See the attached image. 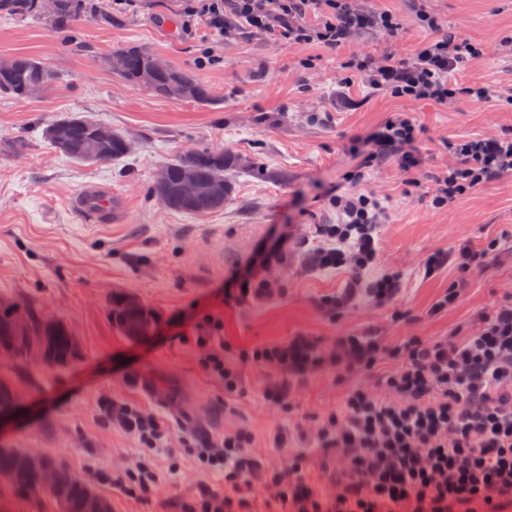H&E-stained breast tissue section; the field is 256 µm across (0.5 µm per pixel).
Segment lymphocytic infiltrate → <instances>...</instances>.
Segmentation results:
<instances>
[{"instance_id": "lymphocytic-infiltrate-1", "label": "lymphocytic infiltrate", "mask_w": 512, "mask_h": 512, "mask_svg": "<svg viewBox=\"0 0 512 512\" xmlns=\"http://www.w3.org/2000/svg\"><path fill=\"white\" fill-rule=\"evenodd\" d=\"M182 12L203 22L216 37L248 26L285 45L313 44L341 48L365 30L394 31L398 23L387 11L363 9L353 0H186ZM317 24H308V16ZM432 31L411 55L380 58L352 56L344 69L359 76L371 94L448 106L458 96L477 103L501 99L497 86L459 85L455 73L483 50L440 19L420 14ZM422 128L409 112L391 115L365 141L366 154L346 176L349 191L331 195L339 216L315 229L304 264L314 271L341 270L348 279L339 292L324 297L320 310L329 317L368 302H396L403 281L397 272H375L379 232L389 220L386 201L361 192L372 168L392 160L407 185L431 182L433 207L441 208L483 185L512 176V136L490 134L447 140L450 161L427 174L420 139ZM492 239L481 247L462 245L437 250L425 262L426 272L450 266L459 280L433 304L438 314L455 305L460 279L486 269L499 249ZM197 347L209 373L223 377L224 390L236 392L239 366L252 361L279 372L266 398L292 405V379L306 378L330 367L340 377L355 378L334 411L314 426L295 423L270 433V447L288 456L283 469L268 468L253 453L254 437L246 430L221 436L204 429L183 428L182 442L199 465L224 475L223 492L201 487L194 499L181 502V512H512V293L481 312L473 330L455 328L430 340L403 337L385 344L374 330L337 337L324 348L306 336L288 343L233 351L225 344L223 325L198 323ZM393 368L376 369L384 362ZM376 383H369V375ZM101 422L134 436L142 449L135 470L113 475L131 497L142 500L158 480L156 456L168 453L174 431L166 416L128 402L105 398L98 403ZM306 443L292 449L293 440ZM320 460H313V453ZM262 485V503L254 501Z\"/></svg>"}]
</instances>
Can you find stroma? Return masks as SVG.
Returning a JSON list of instances; mask_svg holds the SVG:
<instances>
[{
	"label": "stroma",
	"mask_w": 512,
	"mask_h": 512,
	"mask_svg": "<svg viewBox=\"0 0 512 512\" xmlns=\"http://www.w3.org/2000/svg\"><path fill=\"white\" fill-rule=\"evenodd\" d=\"M391 11L396 33L369 32L340 49L278 45L245 29L215 39L205 24L185 31L181 0H139L113 13L111 23L57 25L0 16V60L38 59L57 73L34 95L0 94V297L33 303L64 322L79 355L67 368L25 371L0 364L20 394V413L0 426V446L43 454L87 479L111 512H177L202 484L224 487V478L201 470L172 437L173 456L159 457L162 474L148 500L127 496L102 474L127 470L140 457L135 438L101 423L98 401L107 395L160 413L176 411L220 435L249 429L254 450L268 466H284L266 438L277 428L335 410L349 380L327 368L294 387L292 409L267 401L272 380L255 363L241 368L242 388L224 391L222 377L205 372L193 350L195 319L212 315L235 348L287 343L304 335L332 345L335 338L376 329L393 345L414 332L436 340L456 327L476 325L479 312L512 291V178L485 184L441 209L423 189L405 184L393 163L370 175L364 190L387 198L390 218L380 236L378 270L401 273L404 290L395 306L368 305L330 320L322 297L345 282L341 271L309 272L302 242L316 225L332 224L328 194L362 160L354 144L395 112L413 113L424 129L425 169L449 161L446 139L484 133L512 134V0H356ZM427 11L459 27L483 49L455 75L459 84L490 83L503 101L458 99L448 107L387 95L367 96L361 82L336 103V83L351 55H409L429 36L419 20ZM138 47L203 84V103L154 96L105 65L107 56ZM216 62L201 65L203 54ZM313 57V67L298 62ZM322 112L324 122L308 116ZM86 115L127 137L132 148L109 164L80 163L51 146L46 126ZM210 149L232 156L224 170L223 209L191 215L168 209L152 192L157 172L184 153ZM111 187L125 206L122 220L92 224L72 208L87 185ZM498 239L489 267L470 276L459 303L431 314L433 303L456 280L452 268L425 274L426 258L439 249ZM277 283L280 293L262 305L237 303L225 289L251 272ZM132 294L160 318L157 329L135 340L108 315V300ZM410 312L415 325L396 319Z\"/></svg>",
	"instance_id": "35a3bbf8"
}]
</instances>
